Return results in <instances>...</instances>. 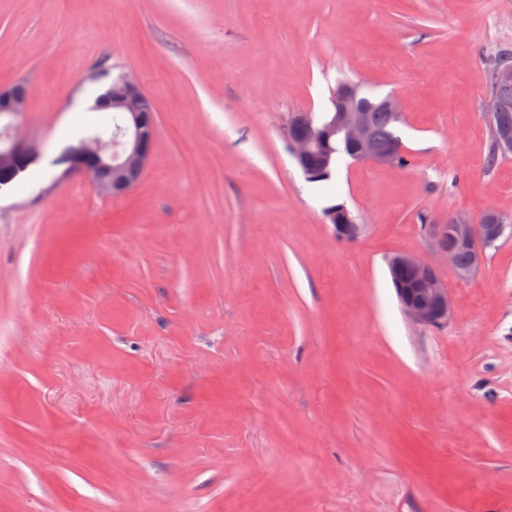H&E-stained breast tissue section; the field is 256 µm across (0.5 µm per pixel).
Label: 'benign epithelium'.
<instances>
[{
	"instance_id": "obj_1",
	"label": "benign epithelium",
	"mask_w": 512,
	"mask_h": 512,
	"mask_svg": "<svg viewBox=\"0 0 512 512\" xmlns=\"http://www.w3.org/2000/svg\"><path fill=\"white\" fill-rule=\"evenodd\" d=\"M126 88L125 96L109 102V106L124 113L121 135L113 141L91 142L74 149L67 160L66 172L86 175L98 191L105 195H125L140 179L153 154L155 115L147 111V99L140 83L128 76L118 77ZM361 85L343 83L339 86L331 115L318 121L310 112L297 115L288 126V143L293 156L306 176L315 169L308 166L306 154L313 143L322 149V162H327L332 135L339 136L353 148L355 161H374L381 164L396 162L402 144L398 141L377 150L368 137L365 113L356 106ZM31 89L23 83L0 88V120L4 135L0 138V164L11 165L20 156L34 161L38 148L18 137L13 119L25 111ZM497 151L512 154V128L499 123L496 111H488ZM336 237L353 241L361 233V225L350 224L343 212H326ZM512 234V218L493 209H486L473 222L462 215H450L429 226L435 249L448 257L457 275L467 278L480 266L484 252L504 236ZM468 253L472 258L467 269L458 267V255ZM394 288L404 315L413 322L438 327L448 322L451 302L448 288L442 283L437 268L429 261L408 253H397L388 260Z\"/></svg>"
}]
</instances>
